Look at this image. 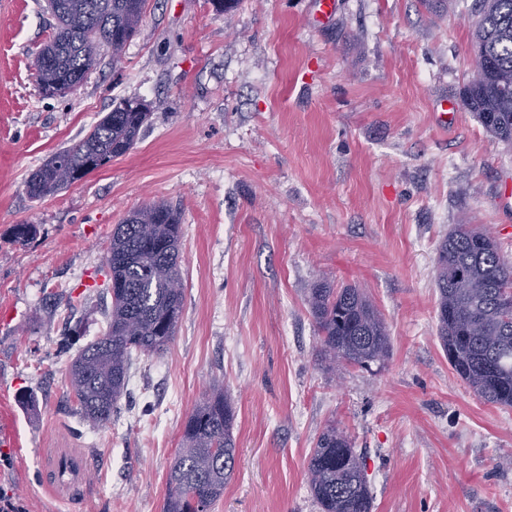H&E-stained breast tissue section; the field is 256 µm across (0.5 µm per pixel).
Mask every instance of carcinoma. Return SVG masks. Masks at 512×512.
<instances>
[{"mask_svg":"<svg viewBox=\"0 0 512 512\" xmlns=\"http://www.w3.org/2000/svg\"><path fill=\"white\" fill-rule=\"evenodd\" d=\"M147 0H48L53 32L35 60L47 96L59 86L80 87L112 41L121 61L138 32ZM477 71L464 102L497 140L512 146V0H478L472 32ZM161 102L121 100L72 146L30 173L26 193L39 200L98 170L133 148ZM181 214L167 202L136 209L112 231L106 255L112 306L102 336L69 364V383L83 420L107 425L128 384L133 355H159L174 339L184 289L180 274ZM438 338L456 375L487 403L512 407V257L488 231L459 224L441 243ZM307 304L321 360L366 367L390 351L387 326L376 306L352 285L319 281ZM232 404L215 384L186 417L169 470L163 512H211L224 493L236 444ZM365 464L344 433L329 427L317 438L307 473L319 512H372Z\"/></svg>","mask_w":512,"mask_h":512,"instance_id":"cac0c4a2","label":"carcinoma"}]
</instances>
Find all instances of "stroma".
<instances>
[{
  "label": "stroma",
  "instance_id": "35a3bbf8",
  "mask_svg": "<svg viewBox=\"0 0 512 512\" xmlns=\"http://www.w3.org/2000/svg\"><path fill=\"white\" fill-rule=\"evenodd\" d=\"M337 2L327 18L317 0H148L120 67L103 55L49 98L34 70L46 0H0V412L19 440L0 488L27 512H162L183 422L214 382L237 455L212 512H317L307 461L330 425L364 457L372 512H512V409L473 394L436 331L445 235L474 224L512 255V151L462 100L475 0ZM132 97L161 107L126 155L28 197L43 160ZM159 200L182 216L183 311L93 428L60 346L104 332L112 230ZM24 222L36 233L19 242ZM319 280L369 294L384 361L320 365L305 302Z\"/></svg>",
  "mask_w": 512,
  "mask_h": 512
}]
</instances>
